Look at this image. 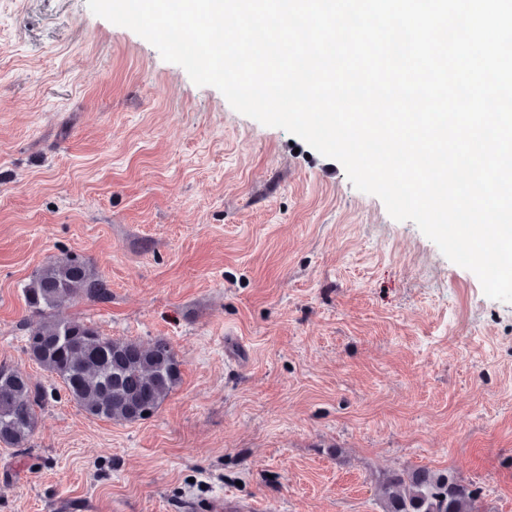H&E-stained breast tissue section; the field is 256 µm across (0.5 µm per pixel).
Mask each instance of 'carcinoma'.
<instances>
[{
  "label": "carcinoma",
  "mask_w": 512,
  "mask_h": 512,
  "mask_svg": "<svg viewBox=\"0 0 512 512\" xmlns=\"http://www.w3.org/2000/svg\"><path fill=\"white\" fill-rule=\"evenodd\" d=\"M38 317L27 332L26 353L57 379L70 401L93 418L136 423L153 415L181 381L169 342L146 344L103 335L91 322L65 321L53 310L79 299L107 301L108 284L92 262L67 254L39 267L23 289ZM46 395L20 370L0 364V445L29 446ZM382 512H477L478 491L449 471L404 467L376 486Z\"/></svg>",
  "instance_id": "carcinoma-1"
}]
</instances>
